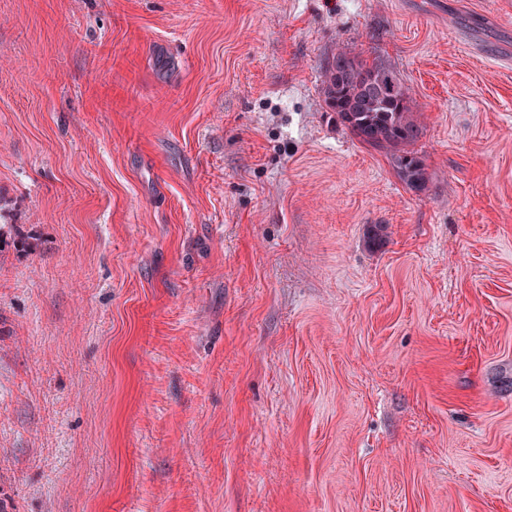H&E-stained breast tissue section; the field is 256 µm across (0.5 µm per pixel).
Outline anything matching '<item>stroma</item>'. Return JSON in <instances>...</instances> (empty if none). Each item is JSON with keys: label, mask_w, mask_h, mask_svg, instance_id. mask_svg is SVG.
Instances as JSON below:
<instances>
[{"label": "stroma", "mask_w": 512, "mask_h": 512, "mask_svg": "<svg viewBox=\"0 0 512 512\" xmlns=\"http://www.w3.org/2000/svg\"><path fill=\"white\" fill-rule=\"evenodd\" d=\"M0 512H512V0H0ZM346 69L352 76L336 96V72ZM324 75L326 103L333 107L340 123L362 144L393 152L401 180L410 190L422 191L427 183L426 170L412 147L423 135V125L396 73L341 52L329 58Z\"/></svg>", "instance_id": "obj_1"}]
</instances>
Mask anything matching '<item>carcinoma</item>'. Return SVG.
I'll return each mask as SVG.
<instances>
[{
  "label": "carcinoma",
  "mask_w": 512,
  "mask_h": 512,
  "mask_svg": "<svg viewBox=\"0 0 512 512\" xmlns=\"http://www.w3.org/2000/svg\"><path fill=\"white\" fill-rule=\"evenodd\" d=\"M324 94L340 123L359 142L394 153L398 174L409 189L425 188L424 162L413 149L423 135V125L408 89L394 71L341 52L325 65Z\"/></svg>",
  "instance_id": "cac0c4a2"
}]
</instances>
